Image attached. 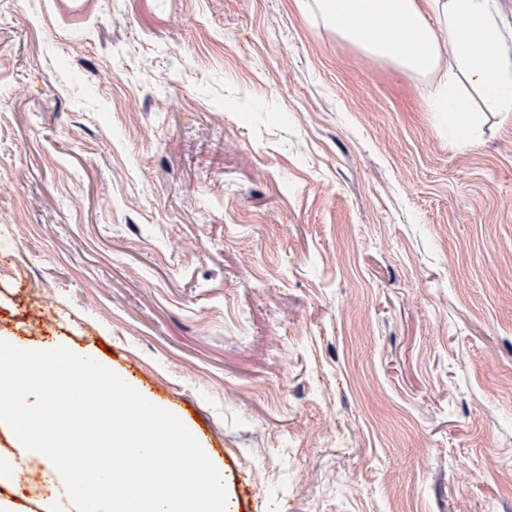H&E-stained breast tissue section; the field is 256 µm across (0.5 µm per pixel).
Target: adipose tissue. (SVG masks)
<instances>
[{
	"instance_id": "ef3b65f1",
	"label": "adipose tissue",
	"mask_w": 512,
	"mask_h": 512,
	"mask_svg": "<svg viewBox=\"0 0 512 512\" xmlns=\"http://www.w3.org/2000/svg\"><path fill=\"white\" fill-rule=\"evenodd\" d=\"M492 0H318L337 34L367 55L406 73L442 71L427 108L448 116V136L470 115L458 82L479 90L502 112H512V68L502 62V44ZM444 31L436 33L432 22Z\"/></svg>"
}]
</instances>
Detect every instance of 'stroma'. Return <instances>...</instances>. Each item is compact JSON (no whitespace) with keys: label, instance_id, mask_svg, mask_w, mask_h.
I'll return each instance as SVG.
<instances>
[{"label":"stroma","instance_id":"stroma-1","mask_svg":"<svg viewBox=\"0 0 512 512\" xmlns=\"http://www.w3.org/2000/svg\"><path fill=\"white\" fill-rule=\"evenodd\" d=\"M440 78L316 0H0V340L200 429L234 512H512V112L449 141Z\"/></svg>","mask_w":512,"mask_h":512}]
</instances>
